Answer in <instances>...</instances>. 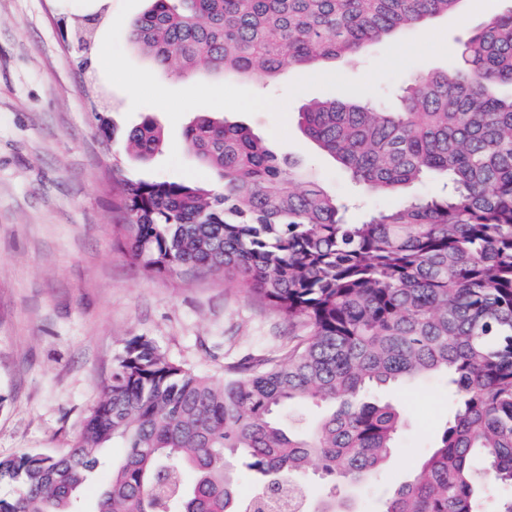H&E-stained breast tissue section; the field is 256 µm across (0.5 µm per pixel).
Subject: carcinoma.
Returning <instances> with one entry per match:
<instances>
[{"instance_id":"carcinoma-1","label":"carcinoma","mask_w":512,"mask_h":512,"mask_svg":"<svg viewBox=\"0 0 512 512\" xmlns=\"http://www.w3.org/2000/svg\"><path fill=\"white\" fill-rule=\"evenodd\" d=\"M462 0H149L130 42L182 74L271 82L452 13ZM304 134L392 207L297 187L295 165L249 128L200 113L188 148L222 190L125 182L117 212L131 256L154 273L224 271L301 329L280 357L229 364L224 380L144 335L112 359L101 400L67 450L0 458V512H83L80 492L115 441L126 448L93 512H248L234 474L271 494L313 465L317 512H350L346 488L383 474L402 417L374 386L443 377L437 445L379 512H512V5L460 42L450 70L416 73L394 111L353 91L312 100ZM151 120L126 151L159 154ZM331 412L310 429L282 414ZM483 466L471 465L473 456Z\"/></svg>"}]
</instances>
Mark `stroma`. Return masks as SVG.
<instances>
[{"label":"stroma","mask_w":512,"mask_h":512,"mask_svg":"<svg viewBox=\"0 0 512 512\" xmlns=\"http://www.w3.org/2000/svg\"><path fill=\"white\" fill-rule=\"evenodd\" d=\"M506 6L464 0L459 13L328 61L311 77L286 66L263 85L223 73L182 76L133 49L127 22L146 0H0V458L69 448L129 337H153L172 358L220 380L226 363L278 354L294 333L232 275L146 272L125 248L117 177L219 187L185 140L195 114L213 112L298 161L327 192L377 206L301 131L299 110L352 90L376 92L380 105L393 106L411 75L452 68L460 40ZM84 15L100 18L85 72L71 35ZM99 113L112 137L98 130ZM146 119L161 128L164 145L142 161L125 151V135ZM370 394L398 405L404 425L385 481L353 493L355 512H375L407 481L448 420L440 380Z\"/></svg>","instance_id":"1"}]
</instances>
